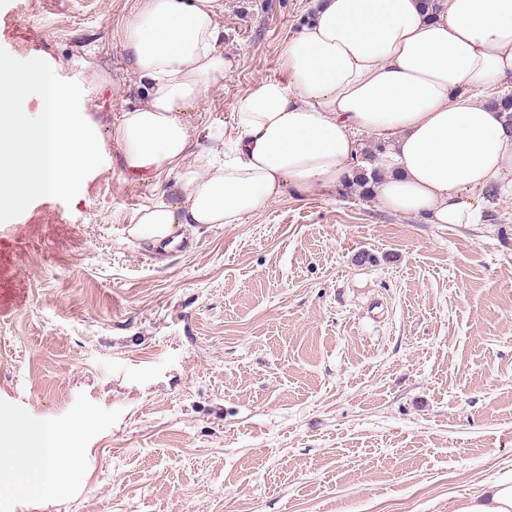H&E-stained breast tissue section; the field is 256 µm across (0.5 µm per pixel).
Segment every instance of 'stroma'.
<instances>
[{
	"instance_id": "obj_1",
	"label": "stroma",
	"mask_w": 512,
	"mask_h": 512,
	"mask_svg": "<svg viewBox=\"0 0 512 512\" xmlns=\"http://www.w3.org/2000/svg\"><path fill=\"white\" fill-rule=\"evenodd\" d=\"M308 4L224 0L235 66L191 115L199 148L235 142ZM138 8L0 0V47L81 86L104 158L72 203L0 224V453L48 421L87 450L55 496L0 512H455L512 469V194L428 224L289 189L157 253L129 230L175 178L112 138L146 96L122 48Z\"/></svg>"
}]
</instances>
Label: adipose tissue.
<instances>
[{"label":"adipose tissue","mask_w":512,"mask_h":512,"mask_svg":"<svg viewBox=\"0 0 512 512\" xmlns=\"http://www.w3.org/2000/svg\"><path fill=\"white\" fill-rule=\"evenodd\" d=\"M310 24L284 40L283 77L239 99L228 153L194 151L186 118L232 68L219 47L224 0H141L123 49L148 86L112 137L134 173L176 174L172 196L131 233L159 245L176 228L239 224L286 188L330 189L350 175L361 134L389 144L373 193L387 210L431 224H477L485 198L512 188V126L493 106L512 75V0H313ZM44 424L17 494L54 496L84 449ZM456 512H512V470Z\"/></svg>","instance_id":"adipose-tissue-1"}]
</instances>
